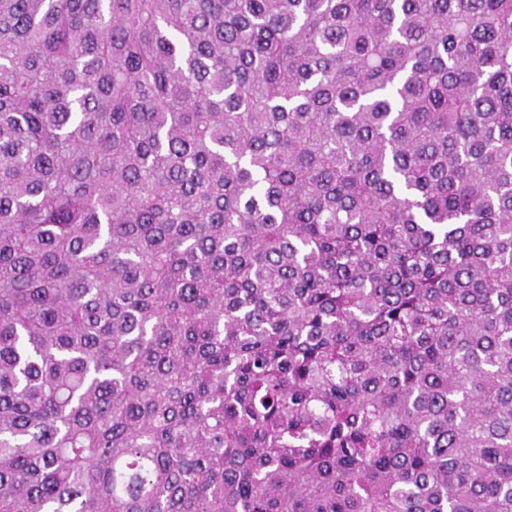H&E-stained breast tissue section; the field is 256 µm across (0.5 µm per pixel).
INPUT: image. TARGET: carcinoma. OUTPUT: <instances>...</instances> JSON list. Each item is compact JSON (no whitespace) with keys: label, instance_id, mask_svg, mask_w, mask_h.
I'll use <instances>...</instances> for the list:
<instances>
[{"label":"carcinoma","instance_id":"obj_1","mask_svg":"<svg viewBox=\"0 0 512 512\" xmlns=\"http://www.w3.org/2000/svg\"><path fill=\"white\" fill-rule=\"evenodd\" d=\"M0 512H512V0H0Z\"/></svg>","mask_w":512,"mask_h":512}]
</instances>
